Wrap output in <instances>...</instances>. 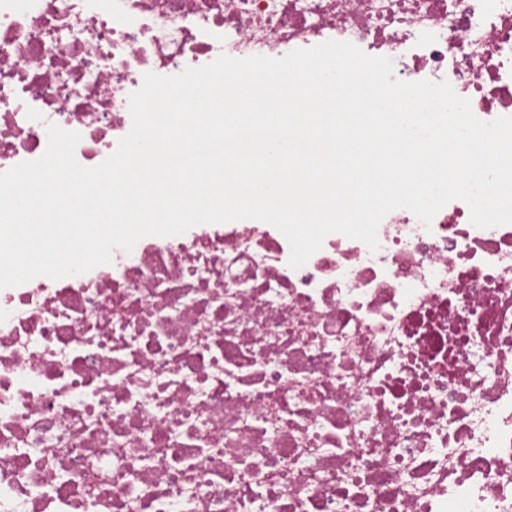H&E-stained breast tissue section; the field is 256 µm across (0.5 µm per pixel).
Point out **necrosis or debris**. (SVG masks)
Listing matches in <instances>:
<instances>
[{
    "label": "necrosis or debris",
    "mask_w": 512,
    "mask_h": 512,
    "mask_svg": "<svg viewBox=\"0 0 512 512\" xmlns=\"http://www.w3.org/2000/svg\"><path fill=\"white\" fill-rule=\"evenodd\" d=\"M328 40L512 117V0H0V173L51 123L102 163L145 73ZM377 238L199 224L0 289V512H512V224Z\"/></svg>",
    "instance_id": "1"
}]
</instances>
